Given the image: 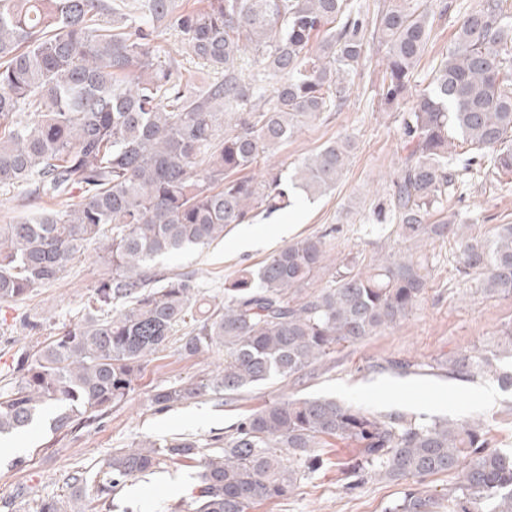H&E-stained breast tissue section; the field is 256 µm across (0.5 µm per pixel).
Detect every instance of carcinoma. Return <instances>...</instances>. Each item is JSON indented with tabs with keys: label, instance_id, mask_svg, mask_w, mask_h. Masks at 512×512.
Returning a JSON list of instances; mask_svg holds the SVG:
<instances>
[{
	"label": "carcinoma",
	"instance_id": "obj_1",
	"mask_svg": "<svg viewBox=\"0 0 512 512\" xmlns=\"http://www.w3.org/2000/svg\"><path fill=\"white\" fill-rule=\"evenodd\" d=\"M480 0L465 14L432 82L402 118V155L388 221L405 242L448 239L459 279L490 299L512 298V224L484 239L448 207L474 160L512 174V11ZM431 10L391 0L375 21L354 0H0V187L43 206L0 224V302L58 280L93 243L111 272L92 285L81 318L12 362L0 392V436L45 415L56 433L102 420L143 377L176 328L181 352L224 354L214 376L152 391L170 409L207 394L239 395L286 381L406 319L424 298L428 261L387 251L364 268L351 258L321 288L323 236H309L245 267L204 297L194 275L160 278L153 263L224 239V232L321 195L342 176L355 141L325 145L287 173L258 158L321 113L339 110L371 45L385 47L381 104L411 93L431 32ZM164 30L214 72L196 84L184 60L157 45ZM512 323L448 358V374L490 375L512 389ZM358 448L355 476L422 482L455 472L448 512H512V451L489 449L485 421L374 413L331 398H281L251 411L207 448L193 437L116 448L94 474L35 512H106L113 491L163 465L196 469L191 512H251L331 464L324 449ZM410 490L388 512H442Z\"/></svg>",
	"mask_w": 512,
	"mask_h": 512
}]
</instances>
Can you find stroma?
Here are the masks:
<instances>
[{
	"mask_svg": "<svg viewBox=\"0 0 512 512\" xmlns=\"http://www.w3.org/2000/svg\"><path fill=\"white\" fill-rule=\"evenodd\" d=\"M446 15L435 17L431 36L412 84L422 90L432 70L446 56L460 21L478 0H447ZM380 52L370 50L340 111L322 113L261 165L293 168L339 137L355 138L357 148L334 189L270 218H256L226 232L223 240L172 259H158L164 275L194 273L207 298L223 299L224 284L247 266H259L275 250L307 236H324L330 268L313 280L321 287L331 267L354 257L368 266L381 251L401 248L391 224L376 215L388 203L389 186L401 153L402 108L383 111L378 102ZM449 212L466 215L473 233L490 237L501 224H512V175L468 176L461 195L448 202ZM251 237V249L240 247ZM429 288L423 303L394 328L342 348L322 367L281 383L277 380L240 395L219 399L206 395L168 410L150 403L154 388L188 385L215 373L223 356L204 351L187 357L180 346L184 331L172 336L167 348L151 356L144 376L125 402L112 407L101 423L73 433L54 434L41 421L0 452V499L15 500L20 512H33L36 499L64 493L69 474L96 472L113 449L125 448L143 437L190 434L209 440L223 434L249 410L284 396H328L372 411L422 414L464 420L486 417L492 447L512 448V391L500 389L489 377L458 380L449 377V357L494 336L512 321V298L486 299L468 293L459 282L455 253L449 243L427 245ZM107 267L97 247L67 264L61 278L33 290L15 302H0V358L18 348H33L36 337L21 330L22 321L37 313L47 318L46 334L74 322L83 313L90 289ZM419 362L420 371L402 374L395 361ZM195 472L169 468L165 472L126 482L112 496L111 512H168L171 504L188 502ZM408 482L360 480L336 470H322L287 496L262 502L255 512H385L400 500Z\"/></svg>",
	"mask_w": 512,
	"mask_h": 512,
	"instance_id": "35a3bbf8",
	"label": "stroma"
}]
</instances>
